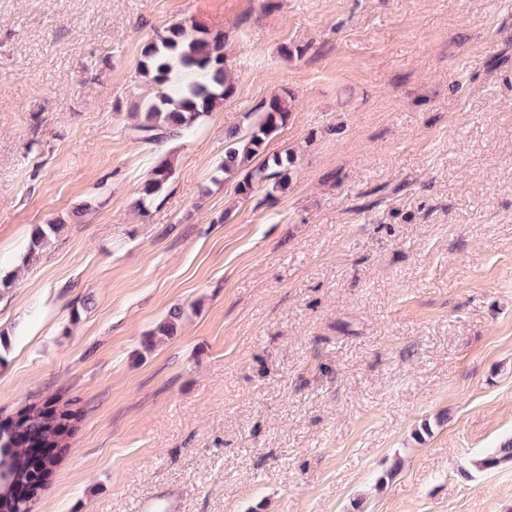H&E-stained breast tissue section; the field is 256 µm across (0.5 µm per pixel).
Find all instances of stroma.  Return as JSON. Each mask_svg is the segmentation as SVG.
<instances>
[{"mask_svg": "<svg viewBox=\"0 0 512 512\" xmlns=\"http://www.w3.org/2000/svg\"><path fill=\"white\" fill-rule=\"evenodd\" d=\"M179 22L234 89L148 144ZM0 277V425L80 414L30 512H512V0H0ZM288 114L285 101L275 97L264 106L260 120L249 132L240 134L237 131H229L225 136L224 175L231 177L241 174L246 163L259 153L265 140L274 134ZM293 158L290 154H285V156L275 157L273 159V165L275 168H280L279 172H272L269 163H263L259 165H255L251 167L242 178L241 181L238 182V192L241 195L247 197L253 191L256 185L265 183L266 181L276 178L277 176L284 175L287 170L292 166ZM172 176V170L166 160H162L154 168L152 177L148 179L140 190V202L153 196L161 190Z\"/></svg>", "mask_w": 512, "mask_h": 512, "instance_id": "1", "label": "stroma"}]
</instances>
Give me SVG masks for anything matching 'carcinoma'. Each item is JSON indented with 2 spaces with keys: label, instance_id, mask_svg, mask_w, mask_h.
<instances>
[{
  "label": "carcinoma",
  "instance_id": "obj_1",
  "mask_svg": "<svg viewBox=\"0 0 512 512\" xmlns=\"http://www.w3.org/2000/svg\"><path fill=\"white\" fill-rule=\"evenodd\" d=\"M140 74L159 87L158 95L146 107L143 124L138 126L145 142L181 139L190 134L198 121L228 96L233 89L230 74L224 66V35L211 33L194 25L174 24L163 34L148 41L142 51ZM200 76L181 86L171 85L174 66ZM289 114L285 101L280 97L271 99L261 113L260 120L252 129L240 134H226L224 149V174L231 177L244 174L238 182V192L251 194L254 187L282 175L293 164L290 155L273 159V165H255L242 172L246 163L258 153L266 139L271 137L279 124ZM172 176L167 161L154 168L152 177L140 190V201L161 190ZM62 224H44L34 230L26 261L36 259V248L49 236L59 234ZM78 420L69 404L57 409L46 403L33 404L21 414L7 432H0V466L10 468L23 479L31 476L29 449L69 448L71 423ZM512 460V438L502 442L497 451L482 461L483 466L493 467L502 461Z\"/></svg>",
  "mask_w": 512,
  "mask_h": 512
}]
</instances>
